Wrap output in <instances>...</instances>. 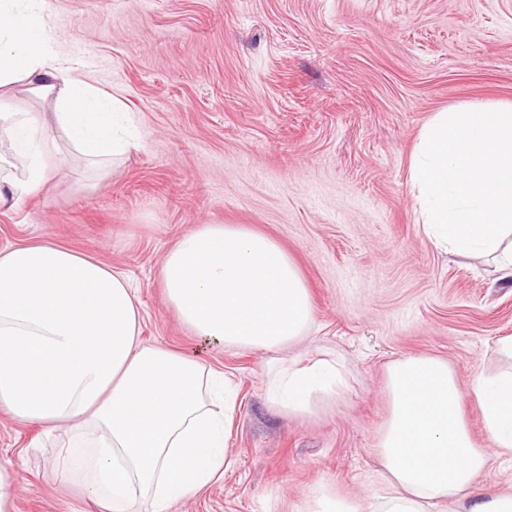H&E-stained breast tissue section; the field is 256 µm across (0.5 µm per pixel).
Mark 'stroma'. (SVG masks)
<instances>
[{
    "instance_id": "35a3bbf8",
    "label": "stroma",
    "mask_w": 512,
    "mask_h": 512,
    "mask_svg": "<svg viewBox=\"0 0 512 512\" xmlns=\"http://www.w3.org/2000/svg\"><path fill=\"white\" fill-rule=\"evenodd\" d=\"M54 52L119 99L140 142L81 191L84 168L0 212V248L52 239L124 271L145 343L225 371L238 391L221 480L174 512H301L326 487L382 496L375 446L389 362L447 360L462 390L512 367V277L420 231L409 162L435 112L512 101V0H47ZM197 224L275 239L309 287L290 347H208L167 305L162 256ZM338 359L348 386L310 412L265 395L277 359ZM57 436L0 411L13 512H96L60 486Z\"/></svg>"
}]
</instances>
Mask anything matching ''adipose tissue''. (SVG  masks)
Returning a JSON list of instances; mask_svg holds the SVG:
<instances>
[{"label": "adipose tissue", "instance_id": "ef3b65f1", "mask_svg": "<svg viewBox=\"0 0 512 512\" xmlns=\"http://www.w3.org/2000/svg\"><path fill=\"white\" fill-rule=\"evenodd\" d=\"M24 85L51 116L0 111V209L12 210L80 158L108 177L130 140L119 104L52 51L45 0H0V103ZM159 281L182 323L206 343L282 348L312 320L307 284L275 240L239 224H199L164 256ZM128 278L46 240L0 249V410L24 424L64 427L61 481L83 478L102 512H173L228 467L237 391L198 359L141 340ZM391 408L376 446L388 485L368 508L325 489L304 512H512V493L482 491L488 456L461 413L472 397L498 456L512 457V368L477 373L462 391L446 361L409 357L387 370ZM345 384L337 362H281L266 396L308 413Z\"/></svg>", "mask_w": 512, "mask_h": 512}]
</instances>
